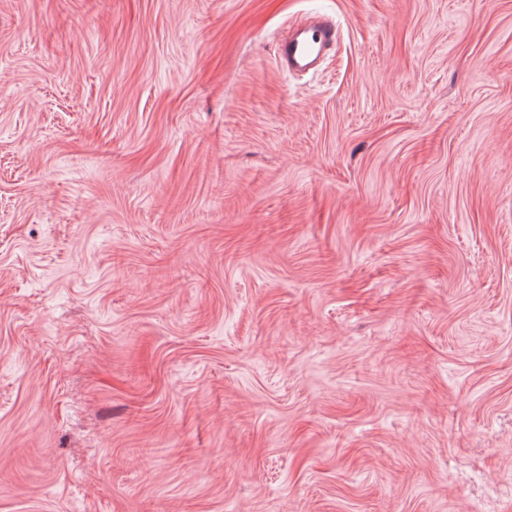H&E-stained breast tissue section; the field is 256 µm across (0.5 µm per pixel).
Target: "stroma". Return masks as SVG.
<instances>
[{
    "label": "stroma",
    "instance_id": "stroma-1",
    "mask_svg": "<svg viewBox=\"0 0 512 512\" xmlns=\"http://www.w3.org/2000/svg\"><path fill=\"white\" fill-rule=\"evenodd\" d=\"M0 512H512V0H0ZM317 24L301 30H291L281 43L278 54L289 70L309 69L336 40V25L329 18L315 19Z\"/></svg>",
    "mask_w": 512,
    "mask_h": 512
}]
</instances>
